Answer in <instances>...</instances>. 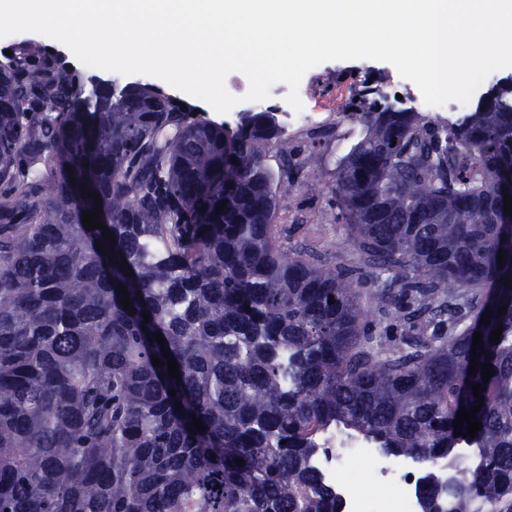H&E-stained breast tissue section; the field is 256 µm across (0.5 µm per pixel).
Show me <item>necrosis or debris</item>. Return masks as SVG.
I'll return each instance as SVG.
<instances>
[{
    "mask_svg": "<svg viewBox=\"0 0 512 512\" xmlns=\"http://www.w3.org/2000/svg\"><path fill=\"white\" fill-rule=\"evenodd\" d=\"M318 444L310 464L340 512H420L418 460L386 455L361 434L343 429L324 430Z\"/></svg>",
    "mask_w": 512,
    "mask_h": 512,
    "instance_id": "1",
    "label": "necrosis or debris"
}]
</instances>
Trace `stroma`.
Masks as SVG:
<instances>
[{
    "mask_svg": "<svg viewBox=\"0 0 512 512\" xmlns=\"http://www.w3.org/2000/svg\"><path fill=\"white\" fill-rule=\"evenodd\" d=\"M375 99L395 109L420 111L422 96L417 86L403 79L389 63L374 60H334L321 63L303 76L299 89L304 111L316 113L318 128L285 130L288 152L295 161L309 153L321 155L324 173L313 179L298 174L295 191L276 218L278 246L304 251L329 264L352 263L350 249H338L344 235L336 222L331 198L332 177L338 158L364 134L362 126L345 117L348 106L364 88Z\"/></svg>",
    "mask_w": 512,
    "mask_h": 512,
    "instance_id": "stroma-1",
    "label": "stroma"
}]
</instances>
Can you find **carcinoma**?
I'll use <instances>...</instances> for the list:
<instances>
[{
	"instance_id": "1",
	"label": "carcinoma",
	"mask_w": 512,
	"mask_h": 512,
	"mask_svg": "<svg viewBox=\"0 0 512 512\" xmlns=\"http://www.w3.org/2000/svg\"><path fill=\"white\" fill-rule=\"evenodd\" d=\"M368 95L331 190L345 267L274 245L295 177L264 163L288 155L273 113L229 131L148 86L88 97L39 49L0 62V512H339L308 464L334 425L432 465L463 443L421 512H512V85L455 122Z\"/></svg>"
}]
</instances>
